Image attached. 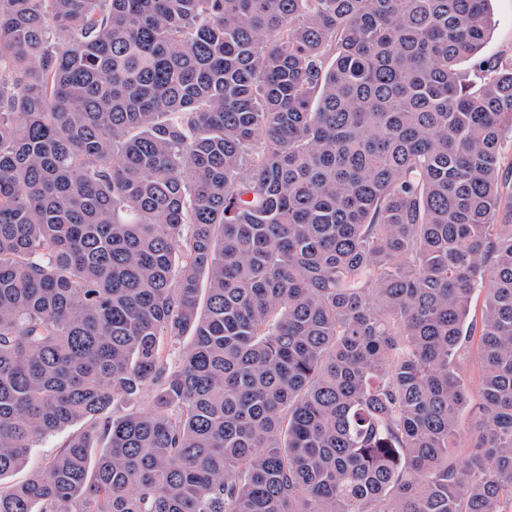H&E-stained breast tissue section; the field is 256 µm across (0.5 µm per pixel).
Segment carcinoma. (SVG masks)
<instances>
[{
  "mask_svg": "<svg viewBox=\"0 0 512 512\" xmlns=\"http://www.w3.org/2000/svg\"><path fill=\"white\" fill-rule=\"evenodd\" d=\"M488 2L0 0V512H512ZM477 341L478 337L470 339L462 351L460 357L461 370L469 391L471 412L467 409L461 420V426L464 429L471 428L475 422L474 412L476 411V404L479 402V376L480 368L477 357ZM85 425L82 422L73 424L60 432L54 433L45 439L40 440L36 443V448H32L27 466L13 475L4 478L2 485L6 488L7 486L19 482L25 479L31 473L40 470L51 457L63 444L70 438V436L82 431Z\"/></svg>",
  "mask_w": 512,
  "mask_h": 512,
  "instance_id": "cac0c4a2",
  "label": "carcinoma"
}]
</instances>
